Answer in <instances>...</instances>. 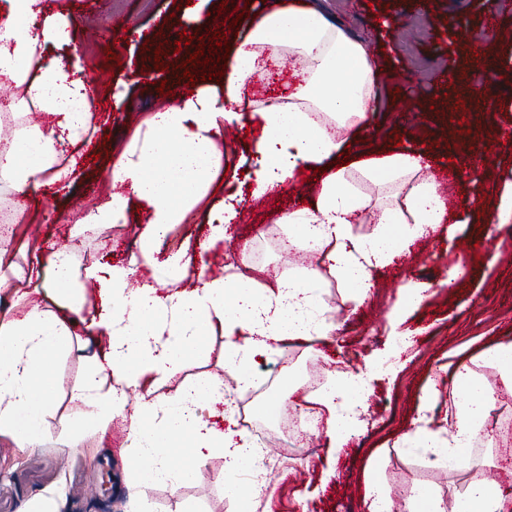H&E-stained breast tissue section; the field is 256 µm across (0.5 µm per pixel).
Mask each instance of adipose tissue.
Wrapping results in <instances>:
<instances>
[{"instance_id":"adipose-tissue-1","label":"adipose tissue","mask_w":512,"mask_h":512,"mask_svg":"<svg viewBox=\"0 0 512 512\" xmlns=\"http://www.w3.org/2000/svg\"><path fill=\"white\" fill-rule=\"evenodd\" d=\"M73 24L70 14L50 11L46 0H6L0 8V81L25 88L30 101L54 118L52 128H26L0 152V185L16 196L20 215L40 188L68 177L59 165L58 141L77 144L89 138L94 100L78 77ZM62 45L69 48L67 55L44 57L45 47ZM289 53L303 64L295 92L272 102L249 99L247 81L258 58L265 54L280 61ZM224 65L219 85H203L162 104L132 132L108 169L123 192L90 210L83 225L127 223L130 203H138L148 213L142 251L150 253L217 180L224 123L246 113L262 128L253 149V196L277 193L297 173L321 169L315 199L284 212L280 221L290 226L292 244L324 251L351 300L363 303L371 295L372 268L389 263L414 239L447 220L445 202L420 176L425 152L395 149L350 168L338 164L348 152L343 130L379 108L377 67L362 44L311 6L277 7L261 14ZM358 177L389 188L392 202L371 207L369 196L354 186ZM364 220L372 223V233L354 236L352 225ZM130 274L119 265L102 275L87 272L100 278L104 291L103 314L86 330L106 336L107 351L103 359H92L73 395L75 406L62 423L64 430L104 432L116 418L129 417L127 457L136 482L144 485L191 480L206 452L216 450L223 453L229 472L251 471L259 450L248 435L224 436L197 413L203 403L223 401L222 379L200 378L184 385L175 399L143 402L132 414L127 392L150 393L174 377L203 355L217 326L224 332L226 371L239 385L250 386L255 357L267 355L275 342L327 334L320 273L312 269L262 291L248 279L227 283L218 278L163 297L149 284L130 290ZM69 344L70 332L54 311L35 304L18 319L10 308L0 309V435L17 447L40 444L42 415L56 385L55 361ZM369 381L366 374L344 373L321 394L329 414L330 447L342 449L358 436ZM452 389L447 432L430 427L437 395L430 384L419 399L415 429L397 441L434 468L477 465L471 448L492 405L489 390L467 366L454 370ZM510 501L512 490L475 481L453 509L426 492L410 503L408 512H501Z\"/></svg>"}]
</instances>
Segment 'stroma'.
<instances>
[{"instance_id":"1","label":"stroma","mask_w":512,"mask_h":512,"mask_svg":"<svg viewBox=\"0 0 512 512\" xmlns=\"http://www.w3.org/2000/svg\"><path fill=\"white\" fill-rule=\"evenodd\" d=\"M320 2L332 22L365 46L372 61L383 65L380 106L368 114L350 147V160L377 157L382 146L401 142L441 145L451 140L475 153L491 154L489 165L480 167L481 180L471 194L468 210L452 211L453 229L437 231L413 241L400 255L373 268L372 296L354 305L347 290L329 270L323 253L288 250L287 225L279 215L305 203L309 185L285 186L281 194L253 199L250 143L237 138L238 123L225 124L232 137L223 148L227 177L215 183L182 223L173 225L150 265H139L131 287L156 284L159 295L172 291L156 283L168 256L181 243H189L193 258L190 282L199 277L221 276L234 280L246 276L253 283L272 288L277 278L318 270L322 276V304L332 325L328 338L303 349L304 372H318L335 380L345 372L367 371L379 363L381 372L372 382L364 402L361 434L340 452H331L324 426L313 430L311 456L291 454L283 430L266 433L268 448L281 451L266 480L273 496L261 500L256 512H367L366 479L372 454L382 464L379 479L393 502V512H406L407 501L398 494L407 487L412 496L429 489L446 504H454L464 487L474 480L512 488V477H502L503 455L497 444L479 437L472 453L482 464L474 469L424 466L415 456L396 448L395 441L411 431L423 387L435 383L440 396L432 411V429L445 428V412L452 401L450 376L461 364L468 365L486 386L500 376L482 361L488 346L512 336V223L485 226L475 223V209L496 207L507 183L512 182V0H281L286 6ZM72 15L93 20L101 36L72 37L82 46L84 74H98L102 85L93 108V132L89 142L70 147L62 164L73 167L70 183L41 188L39 205L29 206L24 222H14V201L0 195V214L10 217L9 234L22 262L42 268L48 255L71 249L77 272L92 266L127 264L138 249L146 214L133 211L127 224H111L88 231L79 246H72V224L78 223L107 191L98 175L100 158L118 157L127 133L143 123L163 103V90L173 89L177 72L188 71V60L200 50L201 40L212 31L218 8L233 10L241 0H204L195 24L196 37L181 52L168 51L167 38L176 28L174 13L185 0H67ZM461 69L458 85H448L443 69L448 59ZM296 57L281 61L275 80L250 77L251 99L268 101L288 95L297 84ZM483 87L477 101H463L461 119L421 111L419 105L452 88ZM124 90L123 102L113 95ZM240 195L237 217L227 237L209 251L200 245L210 235V213L225 198ZM479 243V261L459 286L447 289L440 271L454 265L463 243ZM258 252L261 262L230 263L231 254ZM426 286L431 296L407 316L396 313L399 289ZM86 303L79 311L60 309L69 321L71 347L58 360L59 383L50 409L43 417L39 446L17 448L0 436V512H24L39 495L63 490L66 512H98L106 497H122L134 478L122 451L125 422L115 421L107 435L88 430L76 437L62 434L59 422L74 405L73 394L82 383L88 363L101 343L87 339L84 323L99 316L97 281L85 280L78 291ZM410 335L412 343L399 349L396 340ZM224 334L214 330L208 350L187 365L171 381L160 384L154 399L170 400L181 387L207 375H224ZM230 480L224 457L208 456L196 477L178 490L164 485L141 487L140 512H237L239 505L228 492Z\"/></svg>"}]
</instances>
